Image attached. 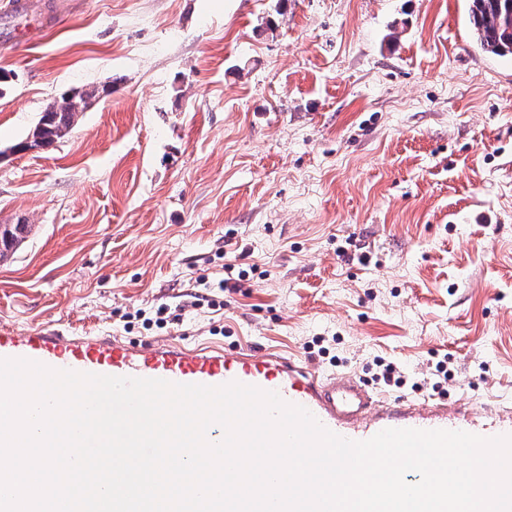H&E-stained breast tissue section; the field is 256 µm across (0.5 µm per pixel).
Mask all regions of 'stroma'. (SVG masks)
<instances>
[{
	"mask_svg": "<svg viewBox=\"0 0 512 512\" xmlns=\"http://www.w3.org/2000/svg\"><path fill=\"white\" fill-rule=\"evenodd\" d=\"M92 89L64 139L20 150ZM0 224L28 227L0 326L512 404V59L473 44L466 0H79L0 42Z\"/></svg>",
	"mask_w": 512,
	"mask_h": 512,
	"instance_id": "stroma-1",
	"label": "stroma"
}]
</instances>
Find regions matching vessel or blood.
Here are the masks:
<instances>
[{
	"instance_id": "obj_1",
	"label": "vessel or blood",
	"mask_w": 512,
	"mask_h": 512,
	"mask_svg": "<svg viewBox=\"0 0 512 512\" xmlns=\"http://www.w3.org/2000/svg\"><path fill=\"white\" fill-rule=\"evenodd\" d=\"M0 358H27L54 369L81 373L163 379L220 386L233 381L277 392L305 407L325 428L354 441L388 428L463 430L484 437L512 434V410L474 413L469 402L453 404L383 398L352 374L322 376L301 361L278 355L171 341L145 346L116 336H67L56 329L0 328Z\"/></svg>"
}]
</instances>
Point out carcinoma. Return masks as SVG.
<instances>
[{
	"label": "carcinoma",
	"mask_w": 512,
	"mask_h": 512,
	"mask_svg": "<svg viewBox=\"0 0 512 512\" xmlns=\"http://www.w3.org/2000/svg\"><path fill=\"white\" fill-rule=\"evenodd\" d=\"M472 37L484 53L497 57L512 56V0H469ZM77 113L63 100L49 102L24 148H47L71 130ZM23 224L0 225V260L21 241Z\"/></svg>",
	"instance_id": "cac0c4a2"
}]
</instances>
